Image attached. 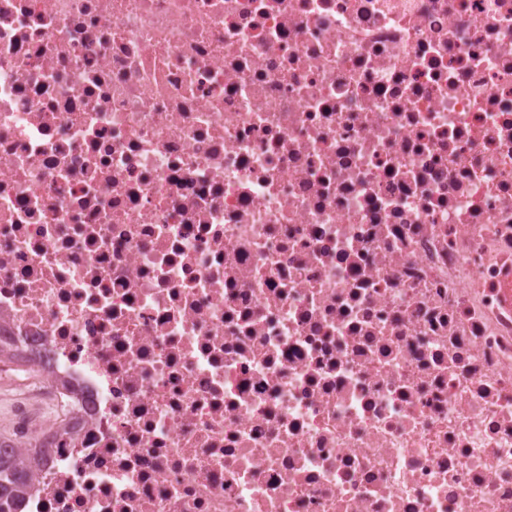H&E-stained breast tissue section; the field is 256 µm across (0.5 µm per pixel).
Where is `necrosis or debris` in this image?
<instances>
[{
    "mask_svg": "<svg viewBox=\"0 0 512 512\" xmlns=\"http://www.w3.org/2000/svg\"><path fill=\"white\" fill-rule=\"evenodd\" d=\"M512 0H0L27 512H512Z\"/></svg>",
    "mask_w": 512,
    "mask_h": 512,
    "instance_id": "1",
    "label": "necrosis or debris"
}]
</instances>
